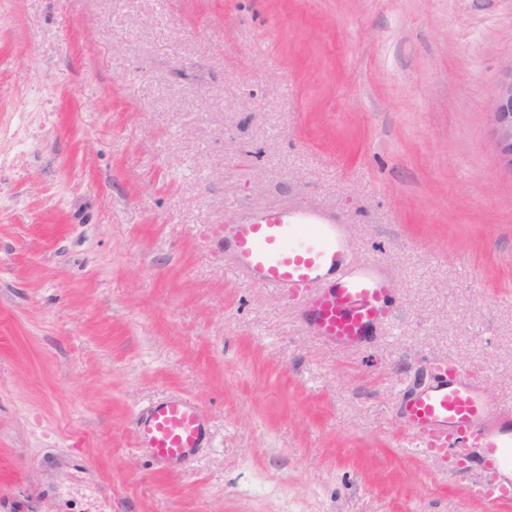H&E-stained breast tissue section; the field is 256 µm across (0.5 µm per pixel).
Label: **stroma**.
<instances>
[{
    "label": "stroma",
    "instance_id": "1",
    "mask_svg": "<svg viewBox=\"0 0 512 512\" xmlns=\"http://www.w3.org/2000/svg\"><path fill=\"white\" fill-rule=\"evenodd\" d=\"M512 0H0V512H512L418 455L450 362L512 406ZM314 205L384 264L382 343L318 341L210 225ZM170 394L204 448L160 471ZM493 145L501 159L512 168V66L498 80L491 113ZM135 447L172 470L195 456L206 441L202 408L180 396L150 403L134 417Z\"/></svg>",
    "mask_w": 512,
    "mask_h": 512
}]
</instances>
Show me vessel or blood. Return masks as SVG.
I'll return each mask as SVG.
<instances>
[{
  "label": "vessel or blood",
  "mask_w": 512,
  "mask_h": 512,
  "mask_svg": "<svg viewBox=\"0 0 512 512\" xmlns=\"http://www.w3.org/2000/svg\"><path fill=\"white\" fill-rule=\"evenodd\" d=\"M224 254L254 285L305 293L314 334L341 351L373 342L396 312L391 277L380 263L353 262L348 225L314 206L274 205L225 219ZM404 427L435 458L454 447L480 451L483 479L471 497L489 504L512 501V408L490 393L481 377L463 366L438 369L434 383L407 398ZM135 446L172 469L195 456L206 441L202 408L180 396L158 399L134 417Z\"/></svg>",
  "instance_id": "b4317fda"
}]
</instances>
